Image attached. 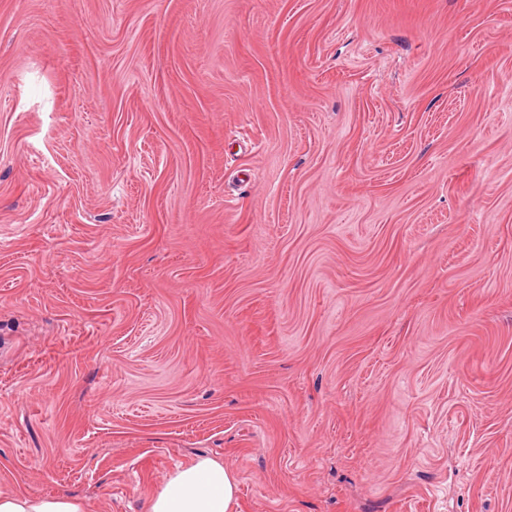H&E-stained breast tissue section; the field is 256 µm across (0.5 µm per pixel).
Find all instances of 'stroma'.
Wrapping results in <instances>:
<instances>
[{
  "label": "stroma",
  "instance_id": "stroma-1",
  "mask_svg": "<svg viewBox=\"0 0 512 512\" xmlns=\"http://www.w3.org/2000/svg\"><path fill=\"white\" fill-rule=\"evenodd\" d=\"M512 512V0H0V490ZM237 483L223 463L199 456L170 474L150 497L147 512H235Z\"/></svg>",
  "mask_w": 512,
  "mask_h": 512
}]
</instances>
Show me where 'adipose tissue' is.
I'll return each mask as SVG.
<instances>
[{"label": "adipose tissue", "instance_id": "obj_1", "mask_svg": "<svg viewBox=\"0 0 512 512\" xmlns=\"http://www.w3.org/2000/svg\"><path fill=\"white\" fill-rule=\"evenodd\" d=\"M236 476L220 461L199 456L176 468L147 504V512H235ZM0 512H86L74 496L0 491Z\"/></svg>", "mask_w": 512, "mask_h": 512}]
</instances>
